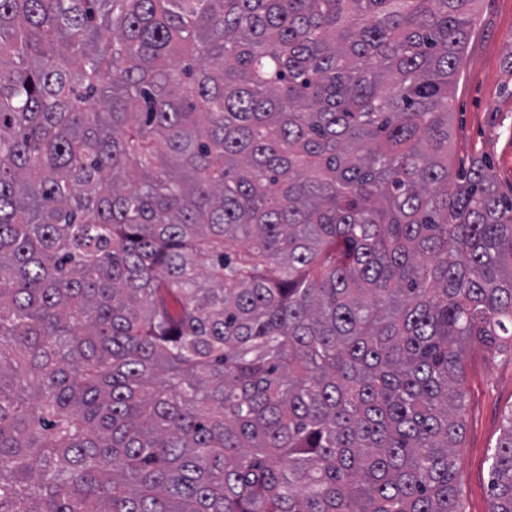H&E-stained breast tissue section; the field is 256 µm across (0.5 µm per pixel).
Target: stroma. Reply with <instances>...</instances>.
I'll return each instance as SVG.
<instances>
[{"label":"stroma","mask_w":512,"mask_h":512,"mask_svg":"<svg viewBox=\"0 0 512 512\" xmlns=\"http://www.w3.org/2000/svg\"><path fill=\"white\" fill-rule=\"evenodd\" d=\"M456 163L482 159L512 194V0H480L452 101ZM465 430L456 449L465 512H491L489 467L502 419L512 412V359L472 343L464 365Z\"/></svg>","instance_id":"1"}]
</instances>
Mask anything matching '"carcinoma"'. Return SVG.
Segmentation results:
<instances>
[{
  "label": "carcinoma",
  "instance_id": "cac0c4a2",
  "mask_svg": "<svg viewBox=\"0 0 512 512\" xmlns=\"http://www.w3.org/2000/svg\"><path fill=\"white\" fill-rule=\"evenodd\" d=\"M475 3L0 0V512H465L466 353L512 356Z\"/></svg>",
  "mask_w": 512,
  "mask_h": 512
}]
</instances>
